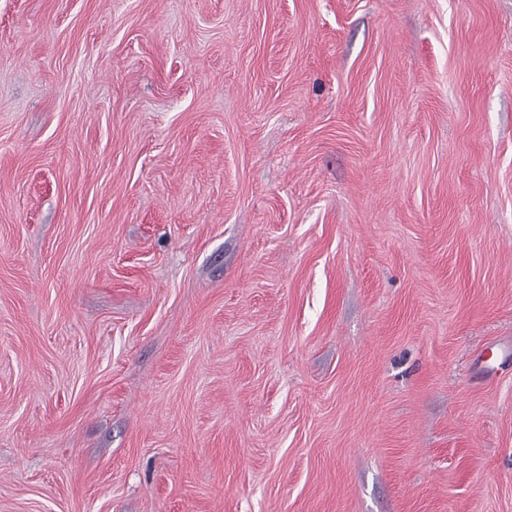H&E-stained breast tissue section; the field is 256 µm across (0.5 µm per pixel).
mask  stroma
Listing matches in <instances>:
<instances>
[{"instance_id": "obj_1", "label": "stroma", "mask_w": 512, "mask_h": 512, "mask_svg": "<svg viewBox=\"0 0 512 512\" xmlns=\"http://www.w3.org/2000/svg\"><path fill=\"white\" fill-rule=\"evenodd\" d=\"M512 0H0V512H512Z\"/></svg>"}]
</instances>
